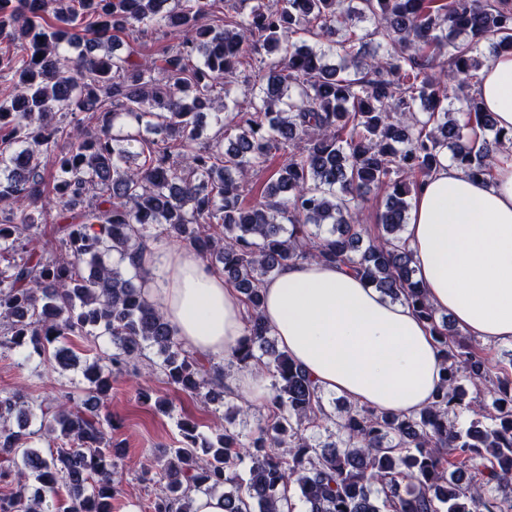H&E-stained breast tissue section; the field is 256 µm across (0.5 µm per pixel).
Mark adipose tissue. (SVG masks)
Segmentation results:
<instances>
[{"mask_svg": "<svg viewBox=\"0 0 512 512\" xmlns=\"http://www.w3.org/2000/svg\"><path fill=\"white\" fill-rule=\"evenodd\" d=\"M478 94L496 126L512 130V56L480 73ZM404 237L429 303L464 333L512 343V150L492 175L442 162L412 199ZM147 299L191 350L228 358L244 335L245 306L194 252L151 242ZM262 314L281 347L323 392L379 411L415 413L441 378L428 327L338 263L284 266L262 286Z\"/></svg>", "mask_w": 512, "mask_h": 512, "instance_id": "1", "label": "adipose tissue"}]
</instances>
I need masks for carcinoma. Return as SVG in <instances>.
<instances>
[{"label": "carcinoma", "instance_id": "cac0c4a2", "mask_svg": "<svg viewBox=\"0 0 512 512\" xmlns=\"http://www.w3.org/2000/svg\"><path fill=\"white\" fill-rule=\"evenodd\" d=\"M217 2L0 0V35L12 44L0 54V348L27 346L63 369L75 360L65 339L99 330L114 346L108 373L85 362L82 408L68 393L34 405L18 390L0 392V483L13 486L0 512H114L116 444L99 408L112 378L139 372L149 347L177 390L223 404L224 372L186 350L135 283L160 236L238 289L247 316L231 361L258 367L271 384L255 433L226 427L207 439L181 423L180 446L156 459L153 512H192L193 493L227 485L224 512H281L279 493L291 484L306 512H512V358L489 363L475 339L437 316L402 235L441 149L467 176L485 178L512 143L478 95L459 96L488 62L480 44L494 57L512 53V0H239L248 11L214 25ZM367 20L372 48L357 34ZM150 32L180 41L116 53ZM337 50L338 66L329 62ZM263 52L267 73L225 121L241 68ZM454 100L459 118L448 109ZM82 113L97 127L84 126ZM284 149L264 190L246 200L248 175ZM372 189L385 193L374 234L362 218ZM49 192L60 258L28 248ZM308 260L346 265L429 325L443 367L428 406L407 415L350 404L327 414L321 390L271 342L261 314L263 283ZM326 421L334 443L311 434ZM42 438L62 444L44 455L33 447Z\"/></svg>", "mask_w": 512, "mask_h": 512}]
</instances>
